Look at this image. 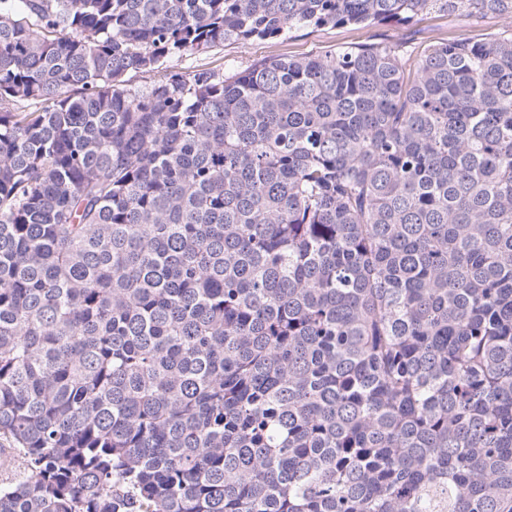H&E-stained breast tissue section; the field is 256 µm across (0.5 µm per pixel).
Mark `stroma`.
Masks as SVG:
<instances>
[{"label": "stroma", "mask_w": 512, "mask_h": 512, "mask_svg": "<svg viewBox=\"0 0 512 512\" xmlns=\"http://www.w3.org/2000/svg\"><path fill=\"white\" fill-rule=\"evenodd\" d=\"M466 35L475 40L512 34V19L498 15L475 16L464 19L457 14L432 9L422 14L414 27L397 25L381 27L326 26L307 27L290 32L287 39L251 40L224 44L206 56L180 57L176 66L189 70L205 66L228 74L246 69L260 59L280 55H322L341 48L386 39L403 42L414 52H421L430 43Z\"/></svg>", "instance_id": "obj_1"}]
</instances>
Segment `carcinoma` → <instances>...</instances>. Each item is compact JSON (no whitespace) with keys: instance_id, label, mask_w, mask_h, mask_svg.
<instances>
[{"instance_id":"obj_1","label":"carcinoma","mask_w":512,"mask_h":512,"mask_svg":"<svg viewBox=\"0 0 512 512\" xmlns=\"http://www.w3.org/2000/svg\"><path fill=\"white\" fill-rule=\"evenodd\" d=\"M433 7L0 0V512H512V36L168 66Z\"/></svg>"}]
</instances>
